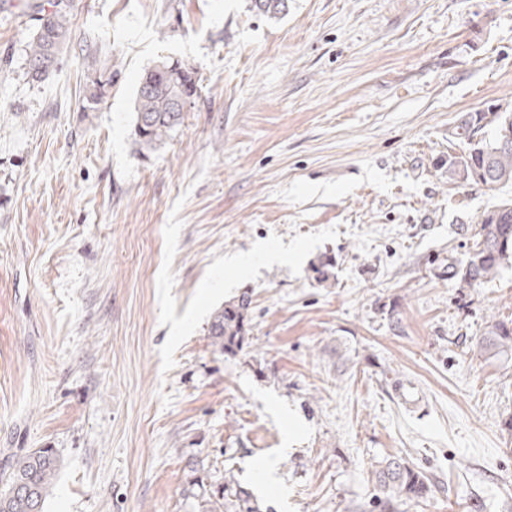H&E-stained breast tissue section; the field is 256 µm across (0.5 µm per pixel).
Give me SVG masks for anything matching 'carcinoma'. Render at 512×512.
Returning <instances> with one entry per match:
<instances>
[{
	"mask_svg": "<svg viewBox=\"0 0 512 512\" xmlns=\"http://www.w3.org/2000/svg\"><path fill=\"white\" fill-rule=\"evenodd\" d=\"M254 11L278 18L288 11V0H251ZM72 0H54L52 9H38L37 25L26 46L27 76L35 82L56 67L71 37ZM112 85V78L95 75L86 85L87 100L97 103ZM198 96L194 73L168 58L156 60L144 69L135 99L136 142L150 150L161 145L183 121L179 104ZM512 113L463 112L450 137L467 145L461 154L448 155V181L460 185H481L490 190L512 184ZM512 264V199L484 212L472 250L453 267V277L462 286L473 287L494 279L504 266ZM251 297L243 293L216 310L210 320V343L220 352L242 347ZM483 352L512 349V326L497 322L488 326L479 343ZM59 470L53 448H35L14 457L10 472L0 489V512H44V504ZM377 494L375 512H395L398 501H418L430 492L428 477L402 459H388L373 470ZM199 512H259L247 491L230 480L224 490L200 496Z\"/></svg>",
	"mask_w": 512,
	"mask_h": 512,
	"instance_id": "cac0c4a2",
	"label": "carcinoma"
}]
</instances>
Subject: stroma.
Listing matches in <instances>:
<instances>
[{
    "instance_id": "obj_1",
    "label": "stroma",
    "mask_w": 512,
    "mask_h": 512,
    "mask_svg": "<svg viewBox=\"0 0 512 512\" xmlns=\"http://www.w3.org/2000/svg\"><path fill=\"white\" fill-rule=\"evenodd\" d=\"M34 2L0 0V474L55 449L47 512H198L229 480L362 512L395 457L434 485L397 512H512V350L478 347L512 266L448 275L512 185L445 167L460 113L512 107V0H73L40 82ZM162 57L200 96L142 150ZM245 292L248 345L215 351ZM251 303V297L243 293L213 313L207 336L216 350L224 353L242 347Z\"/></svg>"
}]
</instances>
